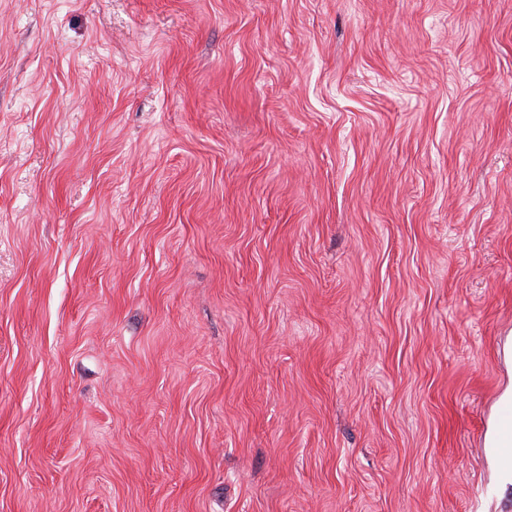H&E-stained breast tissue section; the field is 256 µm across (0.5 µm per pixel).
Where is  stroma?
<instances>
[{"label": "stroma", "mask_w": 512, "mask_h": 512, "mask_svg": "<svg viewBox=\"0 0 512 512\" xmlns=\"http://www.w3.org/2000/svg\"><path fill=\"white\" fill-rule=\"evenodd\" d=\"M512 0H0V512H512ZM500 412L486 433V448H491L502 481L512 483V384L500 399Z\"/></svg>", "instance_id": "35a3bbf8"}]
</instances>
